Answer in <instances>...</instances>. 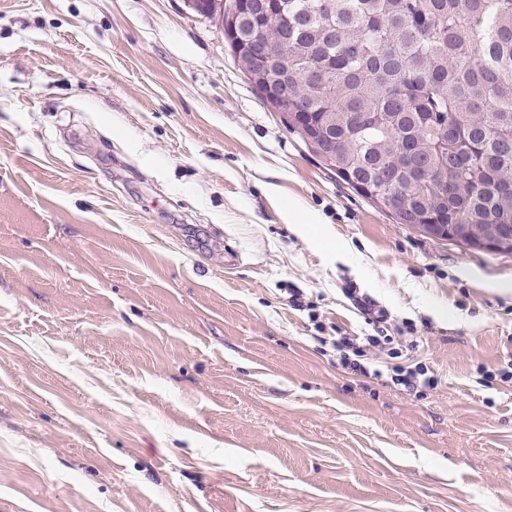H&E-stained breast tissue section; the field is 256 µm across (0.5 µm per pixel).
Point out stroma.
Here are the masks:
<instances>
[{
	"mask_svg": "<svg viewBox=\"0 0 512 512\" xmlns=\"http://www.w3.org/2000/svg\"><path fill=\"white\" fill-rule=\"evenodd\" d=\"M488 278L512 256L328 174L182 0H0V512H512ZM351 288L437 389L322 354L316 321L371 332Z\"/></svg>",
	"mask_w": 512,
	"mask_h": 512,
	"instance_id": "1",
	"label": "stroma"
}]
</instances>
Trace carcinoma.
<instances>
[{
  "instance_id": "carcinoma-1",
  "label": "carcinoma",
  "mask_w": 512,
  "mask_h": 512,
  "mask_svg": "<svg viewBox=\"0 0 512 512\" xmlns=\"http://www.w3.org/2000/svg\"><path fill=\"white\" fill-rule=\"evenodd\" d=\"M291 90L396 222L512 225V0H288ZM244 25L234 52L249 66Z\"/></svg>"
}]
</instances>
